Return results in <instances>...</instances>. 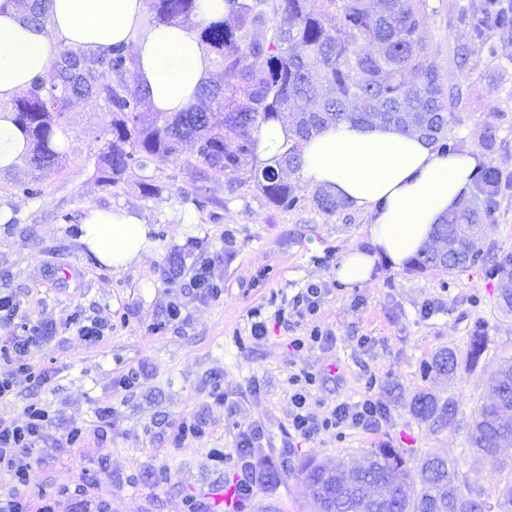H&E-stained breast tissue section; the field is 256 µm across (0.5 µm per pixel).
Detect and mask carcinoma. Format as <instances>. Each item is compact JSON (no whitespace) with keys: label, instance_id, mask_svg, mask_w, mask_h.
Listing matches in <instances>:
<instances>
[{"label":"carcinoma","instance_id":"obj_1","mask_svg":"<svg viewBox=\"0 0 512 512\" xmlns=\"http://www.w3.org/2000/svg\"><path fill=\"white\" fill-rule=\"evenodd\" d=\"M19 4L27 23L46 26L48 0H0V13ZM146 9L149 24L181 25L215 53L211 80L184 111L148 112L149 93L138 84L127 46L114 45L99 56L61 46L53 62L57 82L36 79L0 104L26 137L24 162L32 174L62 165L57 133L65 131L71 103L88 99L103 103L97 136L103 146L94 168L112 186L176 157L191 142L195 176H224L231 184L249 166L262 195L290 208L304 196L299 182L284 173L297 174L306 144L331 125H390L448 151L454 117L447 99H460V91L445 85L435 50L422 34L433 11L428 0H224V17L207 23L200 20V0H146ZM479 51L470 35L456 41L453 56L462 67ZM274 120L294 135L276 168L258 164L255 136L260 124ZM498 182L494 168L483 170L478 193L435 225L432 241L410 269L451 272L483 260L478 224ZM312 200L327 215L348 207L323 188ZM495 272L501 274V297L512 307V257L497 262ZM485 350V336L474 331L466 363L479 364ZM458 364L456 352L443 349L423 373L433 383L451 380ZM488 387L492 400L479 407L469 427L476 456L496 455L512 443V360L490 372ZM410 411L436 427L456 424L460 413L457 401L431 391L417 394ZM406 455L386 441L370 450L361 467L307 459L299 468L302 495L318 512H491L485 492L447 459L427 453L410 467Z\"/></svg>","mask_w":512,"mask_h":512}]
</instances>
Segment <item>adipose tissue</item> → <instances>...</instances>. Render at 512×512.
Returning a JSON list of instances; mask_svg holds the SVG:
<instances>
[{
  "mask_svg": "<svg viewBox=\"0 0 512 512\" xmlns=\"http://www.w3.org/2000/svg\"><path fill=\"white\" fill-rule=\"evenodd\" d=\"M48 32H36L19 11L0 13V100L49 77L58 43L100 55L131 45L136 76L153 111L174 113L191 102L213 74L212 56L179 25L145 27L144 0H51ZM484 162L473 149L448 153L392 126L350 122L329 127L304 148L302 181L322 187L370 217L369 247L343 256L336 275L349 284L370 281L378 262L398 267L457 209ZM82 242L99 264L121 271L142 261L151 228L129 209L91 207Z\"/></svg>",
  "mask_w": 512,
  "mask_h": 512,
  "instance_id": "adipose-tissue-1",
  "label": "adipose tissue"
}]
</instances>
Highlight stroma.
<instances>
[{"mask_svg": "<svg viewBox=\"0 0 512 512\" xmlns=\"http://www.w3.org/2000/svg\"><path fill=\"white\" fill-rule=\"evenodd\" d=\"M481 2L429 0L434 12L425 35L440 48L434 61L445 83L463 90L460 101L448 104L456 117L449 144L480 151L500 175L494 210L482 221L484 250L500 258L512 255V35L474 13ZM476 29L481 52L466 67H456L454 42ZM102 116L98 101L68 109L61 168L37 179L21 163L0 172V293L13 295L33 318L60 326L55 338L32 344L28 352L33 365L52 371L51 381L34 389L18 380L15 394L0 400L4 421L17 418L34 398L58 415L45 434L56 452L35 469L27 490L33 506L80 484L83 493L63 501L61 512H186L191 498L207 512H238L236 471L215 467L209 451H234L238 426L249 424L264 430L251 450L255 465L279 479L259 486L247 512H314L301 492L300 462L312 457L327 465L339 459L358 465L382 441L407 449L413 463L425 452L446 457L491 494L512 482V447L476 457L467 440L468 424L489 398L488 372L512 358V310L499 298L491 263L450 273L382 263L371 281L344 283L336 270L346 251L366 248L367 213L349 207L329 216L308 199L293 208L274 206L245 171L232 184L193 177L189 145L146 169L157 196L146 195L135 179L115 187L96 182ZM490 128L496 143L489 148L484 136ZM29 186L37 195L26 194ZM201 197L210 198V205L198 208ZM89 206L128 208L153 226V247L139 265L115 273L87 254L81 225ZM199 249L215 260V277L224 287L218 301H199L165 281L171 261L190 267ZM65 268L70 277L62 276ZM311 284L326 288L317 320L336 341L297 353L290 341L309 320L290 307ZM427 300L435 301L436 310L425 319L420 308ZM173 302L182 308L181 321L154 331ZM281 309L289 312L283 321L277 318ZM75 312L111 328L98 342H85L63 327ZM258 321L267 324L261 339L251 334ZM478 328L487 338L478 366L459 365L448 383L422 378L421 364L437 351L465 355ZM362 336L371 337L370 346L359 345ZM330 367L337 373L312 390V408L323 412L375 393L390 411L377 431L304 439L291 430L290 375ZM129 371L140 374L135 387L115 386V378ZM372 374L378 383L370 391L365 382ZM216 384L227 407L209 399ZM427 389L457 400L458 425L437 428L411 414V399ZM103 406L112 413L101 437L95 428ZM193 415L206 420V436L175 445V426ZM71 422L89 430L84 445L74 449L61 445Z\"/></svg>", "mask_w": 512, "mask_h": 512, "instance_id": "stroma-1", "label": "stroma"}]
</instances>
